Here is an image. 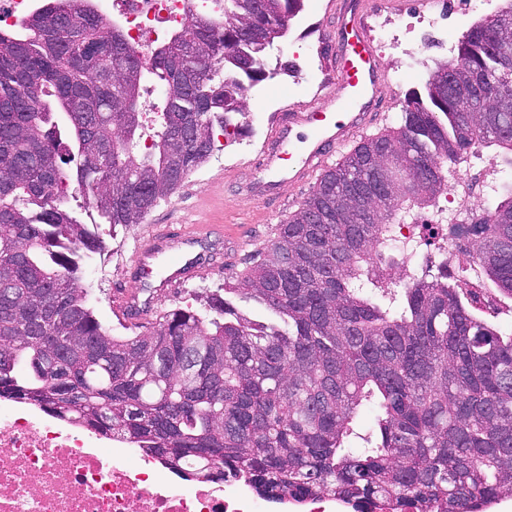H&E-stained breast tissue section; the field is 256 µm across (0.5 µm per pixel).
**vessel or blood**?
<instances>
[{
  "label": "vessel or blood",
  "instance_id": "obj_1",
  "mask_svg": "<svg viewBox=\"0 0 512 512\" xmlns=\"http://www.w3.org/2000/svg\"><path fill=\"white\" fill-rule=\"evenodd\" d=\"M369 5L370 0H337L332 11L336 35L331 43L335 88L320 105L279 113L264 149L263 164L271 179L257 193L263 202L277 200L283 183H302L314 176L327 165L335 148L360 136L374 120L387 69L366 25ZM223 230L220 224H196L179 231L176 240L191 247ZM165 240V235H154L136 251L134 291L122 296V311L136 316L152 307L153 285L147 275L162 253ZM203 268L197 257L180 254L162 285L175 287Z\"/></svg>",
  "mask_w": 512,
  "mask_h": 512
}]
</instances>
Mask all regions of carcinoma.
<instances>
[{
	"mask_svg": "<svg viewBox=\"0 0 512 512\" xmlns=\"http://www.w3.org/2000/svg\"><path fill=\"white\" fill-rule=\"evenodd\" d=\"M302 0H224L148 51L92 0H45L0 33V398L24 400L179 470L188 457L276 503L310 494L356 512H487L512 497V327L478 307L467 270L398 284L400 225L435 208L444 172L487 149L512 167V0L471 24L457 59L405 100L400 125L326 171L259 260L197 310L114 336L88 305L82 261L99 225L61 200L90 193L104 224H140L229 135L269 41ZM204 47L224 80L199 70ZM159 125L144 132L147 77ZM475 84L470 100L449 87ZM473 262L512 302V183L490 188ZM252 302L259 319L240 307ZM49 327L57 354L40 340ZM372 415L373 446L353 439Z\"/></svg>",
	"mask_w": 512,
	"mask_h": 512,
	"instance_id": "1",
	"label": "carcinoma"
}]
</instances>
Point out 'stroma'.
I'll return each mask as SVG.
<instances>
[{
	"instance_id": "35a3bbf8",
	"label": "stroma",
	"mask_w": 512,
	"mask_h": 512,
	"mask_svg": "<svg viewBox=\"0 0 512 512\" xmlns=\"http://www.w3.org/2000/svg\"><path fill=\"white\" fill-rule=\"evenodd\" d=\"M463 30V25L454 24L444 34L420 31L416 45L421 62L415 73L408 77L400 75L406 66L404 57L386 59L387 106L381 120L373 128L374 133H381L399 124L407 95L423 91L438 64L447 61L448 55L441 48L443 36L450 35L458 39ZM307 42L311 47L319 49V58L306 57L293 50L285 53L273 48L269 51L268 64L278 72L277 77L269 82L270 93L281 102L289 103L301 97L305 75L315 67H322L324 78L332 76L327 23H320L309 34ZM275 118V110L262 107L249 115L235 117L232 140L234 144H250L251 149L246 155L236 154L230 148L226 151L222 167L206 162L191 173L170 197L161 200L142 223L103 226L106 248L94 259L101 276L92 283L91 291L95 296L92 307L98 319L110 327L113 334H122L126 323L116 303L136 274L133 265L135 250L152 234L173 231L191 224H224L232 227L234 239L215 241L206 252L208 268L199 276L198 287L168 289L155 305L159 311L186 304L199 309L207 296L220 291L225 282L242 271L246 259L264 251L276 238L279 225L310 194L314 184L308 181L296 186H283L277 203L273 205L256 203L248 197V187L261 177L259 160ZM228 172L235 174V183H225L224 175Z\"/></svg>"
}]
</instances>
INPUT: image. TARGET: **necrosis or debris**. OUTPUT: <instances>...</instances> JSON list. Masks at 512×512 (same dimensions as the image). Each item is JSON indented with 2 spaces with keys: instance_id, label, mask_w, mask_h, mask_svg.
<instances>
[{
  "instance_id": "1",
  "label": "necrosis or debris",
  "mask_w": 512,
  "mask_h": 512,
  "mask_svg": "<svg viewBox=\"0 0 512 512\" xmlns=\"http://www.w3.org/2000/svg\"><path fill=\"white\" fill-rule=\"evenodd\" d=\"M103 22L120 26L129 43L148 48L182 28L188 13L221 14L224 0H95ZM471 158L450 177L439 209L454 221L485 216L488 198L474 186ZM447 240L469 260L473 238L457 241L430 219L402 225L397 249L403 276H415L425 246ZM197 460L175 473L134 445L24 401H0V512H270V502L246 482L205 479Z\"/></svg>"
}]
</instances>
